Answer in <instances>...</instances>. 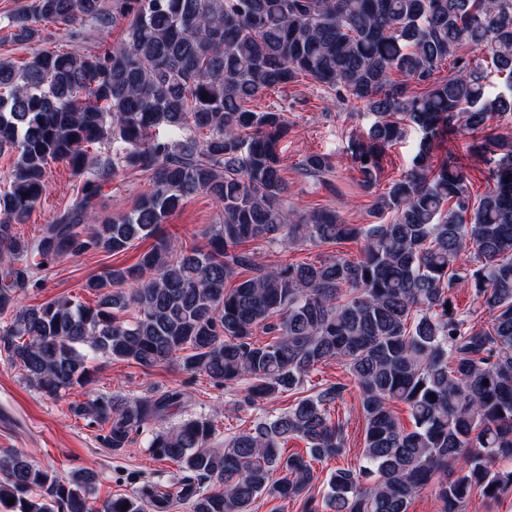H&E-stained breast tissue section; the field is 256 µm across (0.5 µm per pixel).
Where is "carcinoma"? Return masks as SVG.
I'll list each match as a JSON object with an SVG mask.
<instances>
[{
  "mask_svg": "<svg viewBox=\"0 0 512 512\" xmlns=\"http://www.w3.org/2000/svg\"><path fill=\"white\" fill-rule=\"evenodd\" d=\"M86 23L122 26L120 43L43 49L20 67L0 61V154L13 157L0 188V317L10 316L0 358L56 398L87 385L97 357L146 369L175 359L254 402L298 398L222 442L203 415L152 431V454L186 472L174 498L148 482L94 511L96 470L62 478L6 452L0 512H169L181 502L192 512H252L262 495L295 499L312 487V462L346 450L344 423L330 416L346 385L302 395L330 361L358 388L361 465L333 471L323 504L309 496L304 512H408L429 485L439 512H462L475 493L493 503L512 494V135L485 134L492 117L512 112V0H33L0 15L18 45L44 40L46 24L75 38ZM465 47L485 48L490 60L460 55ZM449 59L451 74L437 77ZM493 73L503 86L492 96ZM303 78L374 117L367 139L349 146L366 189L378 185L401 124L422 132L409 169L375 200L387 222L360 227L332 210L288 206L277 152L288 123L248 102ZM162 125L175 139L153 137ZM461 129L497 155L493 186L479 198L467 168L436 155ZM57 162L80 177L76 199L33 237L17 236L14 223L34 211ZM298 169L324 183L334 166L311 153ZM123 172L146 189L130 212L101 220L95 201ZM199 193L220 210L206 247L185 253L158 240L134 265L86 282L99 295L93 306L65 296L20 305L49 263L122 252ZM359 238L355 261L269 266L238 251L257 239L287 248ZM242 268L253 276L227 287ZM464 280L490 314L485 327L457 310L452 290ZM259 331L270 339L257 341ZM399 402L410 429L393 414ZM183 404L184 393L166 391L71 410L92 416L104 445L118 449ZM294 438L306 455L280 454ZM275 470L284 476L273 481Z\"/></svg>",
  "mask_w": 512,
  "mask_h": 512,
  "instance_id": "cac0c4a2",
  "label": "carcinoma"
}]
</instances>
